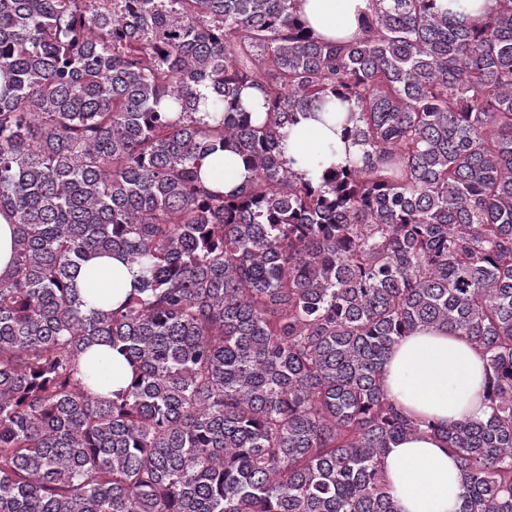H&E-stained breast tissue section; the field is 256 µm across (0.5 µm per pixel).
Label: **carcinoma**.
I'll return each instance as SVG.
<instances>
[{
	"mask_svg": "<svg viewBox=\"0 0 512 512\" xmlns=\"http://www.w3.org/2000/svg\"><path fill=\"white\" fill-rule=\"evenodd\" d=\"M295 2L0 0V512H398L388 451L429 432L460 512H512V0H372L342 43ZM313 108L363 147L319 184L282 152ZM102 254L141 272L116 307L75 283ZM420 328L486 357L487 420L392 403ZM437 2L448 5V11L464 13L472 20L479 19L489 9L493 0H438ZM205 178L208 184L218 186L225 194L240 187L248 175L244 159L224 151V155L205 161ZM14 228L8 215L0 214V275L5 274L11 264L14 246ZM83 362L85 367L111 381L109 391L126 387L131 378V368L124 357L106 347H93L86 353Z\"/></svg>",
	"mask_w": 512,
	"mask_h": 512,
	"instance_id": "1",
	"label": "carcinoma"
}]
</instances>
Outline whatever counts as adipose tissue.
I'll return each mask as SVG.
<instances>
[{"mask_svg": "<svg viewBox=\"0 0 512 512\" xmlns=\"http://www.w3.org/2000/svg\"><path fill=\"white\" fill-rule=\"evenodd\" d=\"M299 16L316 36L349 41L363 31L370 0H298ZM282 151L294 170L308 179L346 164L362 148L340 126L312 110L291 126ZM242 157L224 153L207 159L208 184L232 193L245 180ZM136 265L113 255L85 263L77 285L84 292L120 302L137 286ZM85 367L109 382V390L126 387L131 369L120 354L103 346L90 349ZM487 360L467 340L435 329H419L396 344L383 369L389 397L407 417L435 423L484 421L491 410L483 398ZM387 478L400 512H460L462 475L446 440L433 434L400 440L387 455Z\"/></svg>", "mask_w": 512, "mask_h": 512, "instance_id": "adipose-tissue-1", "label": "adipose tissue"}]
</instances>
